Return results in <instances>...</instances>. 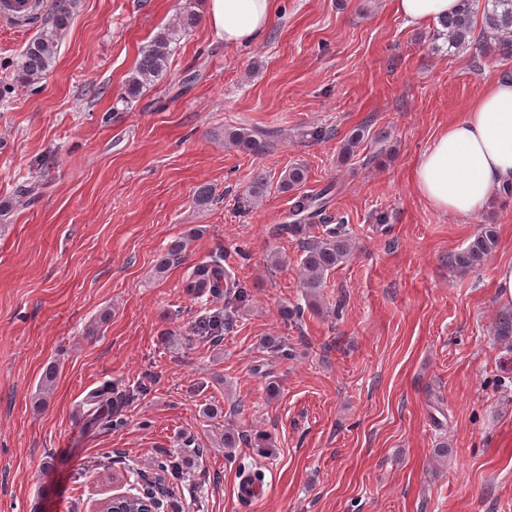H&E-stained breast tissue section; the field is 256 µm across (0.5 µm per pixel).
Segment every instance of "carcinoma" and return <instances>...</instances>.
<instances>
[{
  "instance_id": "carcinoma-1",
  "label": "carcinoma",
  "mask_w": 512,
  "mask_h": 512,
  "mask_svg": "<svg viewBox=\"0 0 512 512\" xmlns=\"http://www.w3.org/2000/svg\"><path fill=\"white\" fill-rule=\"evenodd\" d=\"M475 2L462 0V8L452 16L441 21V28L435 30V39H443L448 48L463 50L475 48L493 51L498 60L506 65L512 61V0H484L481 21H476ZM70 23V7L65 0H57L50 17L42 24L39 32L23 49L16 80L26 86L34 87L46 78L50 66L56 58L59 42ZM199 24V16L184 10L175 22L161 28L142 48L133 75L125 83V99L132 101L138 98L143 90L155 80L161 78L169 65L172 45L177 43L185 33ZM367 127L354 130L341 147L340 160L350 161L356 156V149L365 137ZM227 140L238 149L254 155L265 152L267 144L256 132H248L242 128L225 134ZM308 179V170L302 164L288 167L279 178V189L283 192L292 191ZM267 176L258 172L253 176L248 194L258 201L268 190ZM330 190L325 189L306 197L298 202L290 213L291 222L281 227V232L301 240L302 258L299 262V283L303 288L305 299L313 305L319 291L324 287L326 275L349 256L352 248L351 238L345 224H323L318 236L310 237L308 233L313 227V220L318 217L326 206ZM497 245V233L490 224H483L469 244L449 257V264L462 270L482 267ZM186 291L208 307L215 299L224 300V314L218 313L201 318L196 326V335H211L219 332L224 325H230L234 317V305L244 303L249 294L246 286L224 278L221 258L196 266L187 276L184 283ZM146 390V385L136 386V390L120 389L114 383L106 381L95 388L88 396L87 403L93 420L107 426L113 425V415L104 418L100 414L102 408H112L127 403L135 393ZM251 442L256 448L265 445L264 437L239 434L235 429L224 430V447L236 448L241 442ZM158 470L170 474L174 480L183 481V463L172 455L163 460L155 461Z\"/></svg>"
}]
</instances>
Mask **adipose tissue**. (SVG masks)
I'll return each instance as SVG.
<instances>
[{
	"label": "adipose tissue",
	"mask_w": 512,
	"mask_h": 512,
	"mask_svg": "<svg viewBox=\"0 0 512 512\" xmlns=\"http://www.w3.org/2000/svg\"><path fill=\"white\" fill-rule=\"evenodd\" d=\"M460 0H395L410 25L439 24ZM276 0H208L207 23L225 45L257 42L269 28ZM413 184L438 212L476 214L488 198L512 185V79H493L418 157Z\"/></svg>",
	"instance_id": "1"
}]
</instances>
